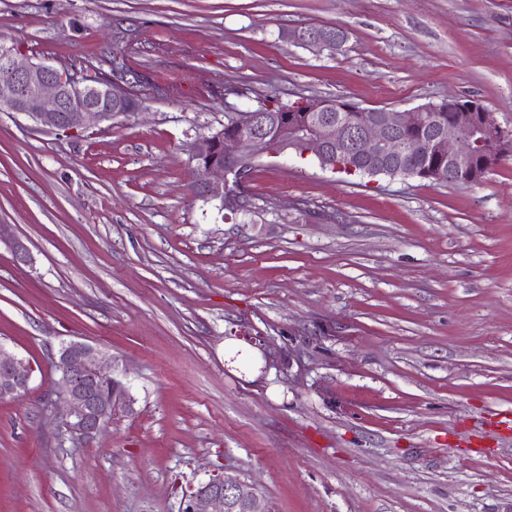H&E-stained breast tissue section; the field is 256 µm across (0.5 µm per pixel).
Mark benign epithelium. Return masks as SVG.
<instances>
[{
  "instance_id": "7a95c632",
  "label": "benign epithelium",
  "mask_w": 512,
  "mask_h": 512,
  "mask_svg": "<svg viewBox=\"0 0 512 512\" xmlns=\"http://www.w3.org/2000/svg\"><path fill=\"white\" fill-rule=\"evenodd\" d=\"M346 38L344 29L302 27L288 33V40L321 50L334 51ZM143 78L125 70L95 83L88 82L75 67L58 68L45 62L22 63L0 49V112L27 116L39 129L70 134L91 121L110 122L121 107L137 99ZM450 112H480L482 119L470 125L448 124L433 140L416 143L403 132L424 123L427 106L404 110L380 109L382 115L357 128L331 115L329 103L322 99H304L302 105L316 122L306 128L293 127L291 134L302 144L300 155L313 156L321 168L338 169L336 156H353L394 165L412 152L425 154L435 149L448 168L424 173L419 168L398 170L402 177H442L473 184L498 159L512 153V128L503 125L493 110L473 99L450 98ZM240 134L226 136L218 131L196 139L189 148L195 171L196 195L205 200L224 199V195L242 190L243 159L260 160L278 156L280 148L265 133V114L255 108L232 113ZM221 148L224 160L212 159ZM0 241L8 244L13 260L26 265L31 260L27 245L8 234L0 225ZM59 373L51 402L62 411L66 432L90 441L101 434L111 419L133 411L135 398L130 387L112 371V357L87 343H63L52 355ZM32 368L29 363L0 342V400L22 396L29 387ZM181 512H269L265 498L256 486L239 476L217 471L196 485H189L181 500Z\"/></svg>"
}]
</instances>
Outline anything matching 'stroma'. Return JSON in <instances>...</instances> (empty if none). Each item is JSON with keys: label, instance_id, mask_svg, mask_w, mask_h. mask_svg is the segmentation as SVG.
Instances as JSON below:
<instances>
[{"label": "stroma", "instance_id": "35a3bbf8", "mask_svg": "<svg viewBox=\"0 0 512 512\" xmlns=\"http://www.w3.org/2000/svg\"><path fill=\"white\" fill-rule=\"evenodd\" d=\"M341 25V50L282 40ZM20 61L150 78L144 109L70 135L0 113V512H179L224 470L272 512H512V158L482 182L348 177L294 153L249 207L189 188V147L275 95L512 123V0H0ZM302 360L265 369L240 330ZM107 350L135 398L92 442L45 395L49 354ZM32 368L0 342V400L22 396L29 387Z\"/></svg>", "mask_w": 512, "mask_h": 512}]
</instances>
